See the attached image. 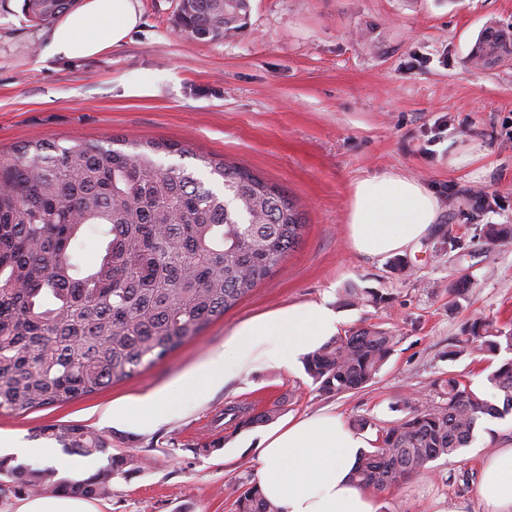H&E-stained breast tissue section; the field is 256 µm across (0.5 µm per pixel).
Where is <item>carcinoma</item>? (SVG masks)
I'll return each mask as SVG.
<instances>
[{"label": "carcinoma", "instance_id": "carcinoma-1", "mask_svg": "<svg viewBox=\"0 0 512 512\" xmlns=\"http://www.w3.org/2000/svg\"><path fill=\"white\" fill-rule=\"evenodd\" d=\"M76 0H23L30 21L48 24ZM249 0H180L176 24L210 41L247 26ZM112 140L68 147L32 140L0 163V410L24 413L69 402L128 379L162 360L265 281L301 240L302 213L290 194L250 170L199 156L175 143ZM161 153L199 160L222 180L205 187ZM94 232L104 254L87 264L81 240ZM491 244L512 241L509 224L483 230ZM390 297L348 288L345 302L374 305ZM448 353L512 352V327L475 318ZM395 336L380 324L338 334L304 358L315 390L326 396L371 383L392 355ZM503 396L499 407L455 373L433 383L435 398H402L405 416L377 429L355 473L363 488L383 491L439 458L459 455L479 420L512 412V359L487 375ZM277 409L229 406L234 431L272 422ZM39 435L68 455L108 448L104 436L78 424L47 425ZM133 456L82 480H58L54 468L10 467L0 473L14 490H49L85 497L108 493L126 477ZM237 512H282L257 485L233 490Z\"/></svg>", "mask_w": 512, "mask_h": 512}]
</instances>
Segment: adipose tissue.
I'll return each instance as SVG.
<instances>
[{
    "mask_svg": "<svg viewBox=\"0 0 512 512\" xmlns=\"http://www.w3.org/2000/svg\"><path fill=\"white\" fill-rule=\"evenodd\" d=\"M137 0H82L52 30L49 51L89 58L122 44L140 24ZM436 198L418 180L385 172L355 181L348 238L359 254L397 253L417 243L438 218ZM340 318L322 303L292 306L242 324L187 381L202 392L256 364L292 365L339 331ZM369 438L340 416L311 415L264 434L257 450V484L282 512H378L353 473ZM477 495L483 512H512V446L487 457Z\"/></svg>",
    "mask_w": 512,
    "mask_h": 512,
    "instance_id": "obj_1",
    "label": "adipose tissue"
}]
</instances>
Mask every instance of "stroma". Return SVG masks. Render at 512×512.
I'll list each match as a JSON object with an SVG mask.
<instances>
[{
    "label": "stroma",
    "mask_w": 512,
    "mask_h": 512,
    "mask_svg": "<svg viewBox=\"0 0 512 512\" xmlns=\"http://www.w3.org/2000/svg\"><path fill=\"white\" fill-rule=\"evenodd\" d=\"M179 0H139L141 23L99 56H49L51 26L29 22L22 0H0V156L27 141L102 144L111 138L174 142L208 181L202 154L243 166L288 190L305 225L301 242L224 316L162 361L79 399L24 414L0 413V439L35 444L50 424H81L111 452L142 459L96 497L100 512H236L234 486L257 480L254 448L264 427L232 432L229 405L277 407L274 426L308 415L399 419L396 402L426 400L435 379L456 373L486 398L488 356L448 360L470 319L512 325V244L488 243L487 224L512 225V0H250L246 29L224 41L194 40L175 25ZM503 30L497 57L477 58L482 33ZM131 84L150 94L126 95ZM396 172L437 198L428 234L392 255L366 257L348 240L354 181ZM457 237L448 247V237ZM348 288L390 294L389 304L345 305ZM311 302L337 311L341 330L379 323L394 351L365 388L319 395L302 363L246 369L209 390L182 391L244 322ZM178 395L175 413L144 424L124 410L146 396ZM512 445V415L491 438L430 462L377 493L379 512H482L480 468Z\"/></svg>",
    "instance_id": "35a3bbf8"
}]
</instances>
